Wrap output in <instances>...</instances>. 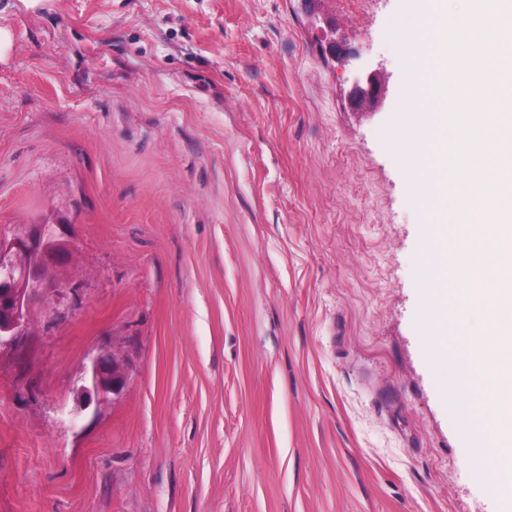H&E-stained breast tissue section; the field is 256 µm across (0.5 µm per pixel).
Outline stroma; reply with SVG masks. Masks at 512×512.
Returning a JSON list of instances; mask_svg holds the SVG:
<instances>
[{
    "label": "stroma",
    "instance_id": "35a3bbf8",
    "mask_svg": "<svg viewBox=\"0 0 512 512\" xmlns=\"http://www.w3.org/2000/svg\"><path fill=\"white\" fill-rule=\"evenodd\" d=\"M421 23L412 0H0V238L73 241L0 351V512H512L423 341L392 35ZM366 63L389 94L361 115ZM102 348L129 375L83 410ZM387 91L388 81L382 69L365 64L355 76L347 99L355 112H374L382 104Z\"/></svg>",
    "mask_w": 512,
    "mask_h": 512
}]
</instances>
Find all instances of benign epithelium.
<instances>
[{
	"mask_svg": "<svg viewBox=\"0 0 512 512\" xmlns=\"http://www.w3.org/2000/svg\"><path fill=\"white\" fill-rule=\"evenodd\" d=\"M388 91L381 68L368 64L355 76L347 99L356 112H373ZM56 224H32L24 234L10 240L0 238V351L17 345L25 335L31 297L47 287L53 267L70 253L71 243L57 231ZM128 369L105 349L91 359V386L81 394L100 403L120 392Z\"/></svg>",
	"mask_w": 512,
	"mask_h": 512,
	"instance_id": "1",
	"label": "benign epithelium"
}]
</instances>
